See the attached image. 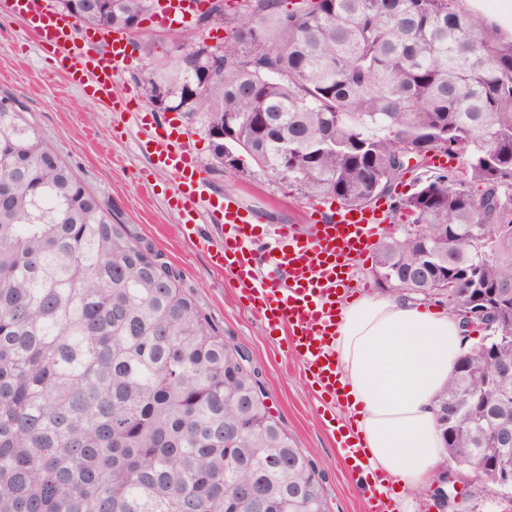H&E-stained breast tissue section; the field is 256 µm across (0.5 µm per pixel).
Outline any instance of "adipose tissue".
I'll list each match as a JSON object with an SVG mask.
<instances>
[{"label":"adipose tissue","instance_id":"obj_1","mask_svg":"<svg viewBox=\"0 0 512 512\" xmlns=\"http://www.w3.org/2000/svg\"><path fill=\"white\" fill-rule=\"evenodd\" d=\"M330 347L371 470L398 490H428L443 460L435 402L467 347L456 318L408 300L365 297L339 309Z\"/></svg>","mask_w":512,"mask_h":512}]
</instances>
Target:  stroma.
Here are the masks:
<instances>
[{
  "label": "stroma",
  "instance_id": "obj_1",
  "mask_svg": "<svg viewBox=\"0 0 512 512\" xmlns=\"http://www.w3.org/2000/svg\"><path fill=\"white\" fill-rule=\"evenodd\" d=\"M8 2L0 0V96L24 105L28 119L88 190L162 253L218 333L232 337L246 352L260 374L267 406L322 472L329 512H367L365 495L348 474L337 438L310 395L300 358L288 355L278 338L248 314L229 274L212 267L208 247L220 236L218 225L204 224L196 235H185L179 216L166 203L171 176L148 173L146 159L134 149L140 131L136 114L87 100L55 72L35 44L22 43L24 24L11 14ZM158 119L174 120L213 188L234 195L265 228L288 224L303 232L315 210H328V203L305 198L252 163L239 169L216 165L202 114L170 110Z\"/></svg>",
  "mask_w": 512,
  "mask_h": 512
}]
</instances>
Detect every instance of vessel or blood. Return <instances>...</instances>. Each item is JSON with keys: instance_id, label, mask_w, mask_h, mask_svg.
I'll use <instances>...</instances> for the list:
<instances>
[{"instance_id": "vessel-or-blood-1", "label": "vessel or blood", "mask_w": 512, "mask_h": 512, "mask_svg": "<svg viewBox=\"0 0 512 512\" xmlns=\"http://www.w3.org/2000/svg\"><path fill=\"white\" fill-rule=\"evenodd\" d=\"M11 8L24 20L26 37L48 53L84 97L112 105L117 112L129 111L130 90H115L126 58L125 33L113 32L104 48L91 56L71 45L74 22L56 12L51 0H11ZM137 116L148 132L135 138L136 151L147 158L150 170L167 172L174 179L168 207L181 216L187 234H194L204 222L220 225L223 241L211 255L213 267L232 275L267 334L282 337L292 355L301 358L316 404L335 403L336 365L327 346L336 306L343 300L351 260L376 247L378 229L389 221L387 208L381 203L364 209L339 206L331 217L316 219L305 235L281 226L263 255H256L252 214L230 196L210 189L198 160L180 142L177 131H154L153 115L146 110H139ZM340 448L351 476L368 494V512H394L391 499L372 487L368 458L353 434L341 435Z\"/></svg>"}]
</instances>
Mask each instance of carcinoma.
Wrapping results in <instances>:
<instances>
[{
	"mask_svg": "<svg viewBox=\"0 0 512 512\" xmlns=\"http://www.w3.org/2000/svg\"><path fill=\"white\" fill-rule=\"evenodd\" d=\"M76 22L127 31L153 0H63ZM216 0L196 32L141 45L143 97L203 113L258 167L306 197L365 208L387 196L375 269L433 299L455 267L497 339L459 356L436 404L444 459L482 464L470 494L494 492L512 424V39L460 0ZM252 113L255 119L238 118ZM459 161L428 170L429 153ZM415 163H410V160ZM288 165H283V161ZM415 191L396 195L409 166ZM0 512H328L323 476L265 403L258 372L220 335L161 253L120 224L0 98ZM457 424L448 431V415Z\"/></svg>",
	"mask_w": 512,
	"mask_h": 512,
	"instance_id": "obj_1",
	"label": "carcinoma"
}]
</instances>
